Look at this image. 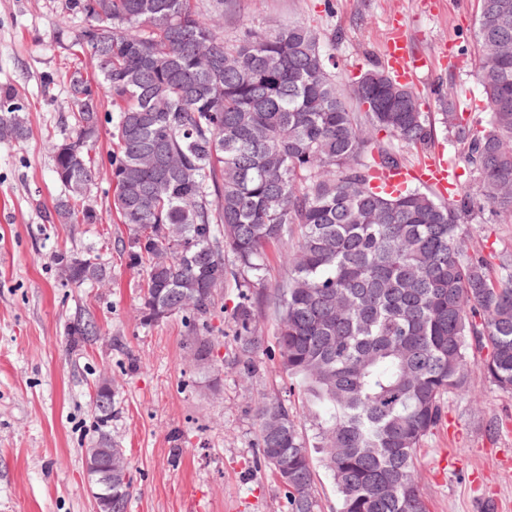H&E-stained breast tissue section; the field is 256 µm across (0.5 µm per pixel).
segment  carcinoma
Masks as SVG:
<instances>
[{"label":"carcinoma","instance_id":"1","mask_svg":"<svg viewBox=\"0 0 512 512\" xmlns=\"http://www.w3.org/2000/svg\"><path fill=\"white\" fill-rule=\"evenodd\" d=\"M84 17L75 45H107L112 69L70 77L75 138L55 146L64 192L49 224H94L86 192L97 161L93 84L111 98L113 206L145 268L142 313H188L205 322L217 292L233 287L243 375L259 350L254 308L273 310L281 368L310 404L322 462L339 512H428L414 456L442 420L444 397L480 372L512 391V254L487 255L461 237V220L484 206L512 216V0H478L475 76L486 117L463 121L439 100L441 123L466 148L475 192L443 200L383 174L406 167L400 149L367 138L384 131L403 146H428L435 124L413 89L383 70L349 87L336 82L311 28L247 30L233 43L192 0H69ZM24 106L0 95V140H22ZM77 151L72 155L64 146ZM293 242L288 276L263 283L266 249ZM233 260L228 262L225 255ZM59 264L79 288L101 270ZM78 315L73 346L93 342ZM263 462L284 489L288 512H316L312 458L297 416L281 401L256 412ZM133 488L112 496L128 512Z\"/></svg>","mask_w":512,"mask_h":512}]
</instances>
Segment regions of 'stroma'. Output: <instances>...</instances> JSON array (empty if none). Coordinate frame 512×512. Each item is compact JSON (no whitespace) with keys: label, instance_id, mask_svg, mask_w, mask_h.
Returning a JSON list of instances; mask_svg holds the SVG:
<instances>
[{"label":"stroma","instance_id":"stroma-1","mask_svg":"<svg viewBox=\"0 0 512 512\" xmlns=\"http://www.w3.org/2000/svg\"><path fill=\"white\" fill-rule=\"evenodd\" d=\"M68 0H0V91L25 106L27 139L0 142V512H94L84 452L94 442L92 391L112 380L109 432L130 462L129 512H288L284 491L258 460L256 407L278 399L299 417L308 445L318 429L309 407L278 364L276 326L257 317L263 339L251 377L241 373L232 310L236 289L221 290L207 322L179 314L144 323L146 273L117 247L125 230L112 209L108 177L112 104L103 100L91 154L98 177L87 195L96 224H47L43 212L62 189L54 147L71 136L69 75L86 54L72 42L83 26ZM477 0H234L221 37L292 23L336 49V79L385 67L384 44L401 19L411 52L434 58L412 85L422 112L436 114L438 93L484 112L474 77ZM466 236L512 253V219L485 208ZM98 253L105 284L74 287L52 257ZM93 314L103 341L66 345L78 311ZM207 336L214 355L196 361L189 343ZM415 467L430 512H512V393L475 374L444 404V419L422 441Z\"/></svg>","mask_w":512,"mask_h":512}]
</instances>
